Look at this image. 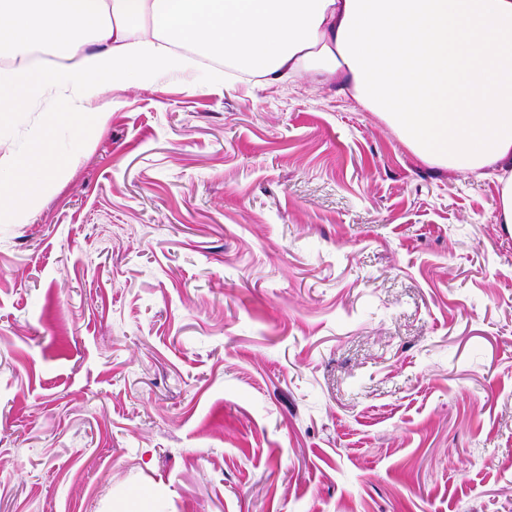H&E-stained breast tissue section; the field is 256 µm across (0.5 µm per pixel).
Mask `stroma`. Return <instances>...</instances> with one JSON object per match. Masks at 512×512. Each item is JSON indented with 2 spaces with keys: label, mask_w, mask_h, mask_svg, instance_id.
<instances>
[{
  "label": "stroma",
  "mask_w": 512,
  "mask_h": 512,
  "mask_svg": "<svg viewBox=\"0 0 512 512\" xmlns=\"http://www.w3.org/2000/svg\"><path fill=\"white\" fill-rule=\"evenodd\" d=\"M106 88L0 223V512H512V229L340 80Z\"/></svg>",
  "instance_id": "stroma-1"
}]
</instances>
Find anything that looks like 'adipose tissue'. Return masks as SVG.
I'll return each mask as SVG.
<instances>
[{
  "instance_id": "obj_1",
  "label": "adipose tissue",
  "mask_w": 512,
  "mask_h": 512,
  "mask_svg": "<svg viewBox=\"0 0 512 512\" xmlns=\"http://www.w3.org/2000/svg\"><path fill=\"white\" fill-rule=\"evenodd\" d=\"M345 11L346 0H0V55L14 61L0 73V135L51 99L22 167H0V219L4 204L28 200L57 168L55 126L83 128L103 78L155 82L182 66L178 47L233 62L264 85L312 71L355 89L337 47ZM42 47L61 48L68 65L44 69L32 56ZM474 174L496 183L498 220L512 225V148Z\"/></svg>"
}]
</instances>
